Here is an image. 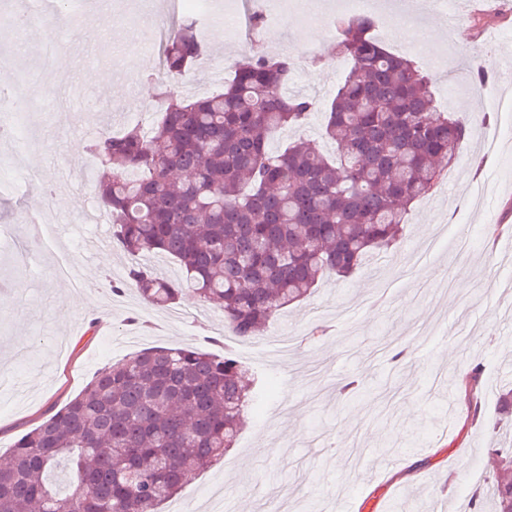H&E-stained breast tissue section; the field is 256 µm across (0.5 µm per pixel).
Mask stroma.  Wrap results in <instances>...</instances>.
Segmentation results:
<instances>
[{
  "instance_id": "1",
  "label": "stroma",
  "mask_w": 512,
  "mask_h": 512,
  "mask_svg": "<svg viewBox=\"0 0 512 512\" xmlns=\"http://www.w3.org/2000/svg\"><path fill=\"white\" fill-rule=\"evenodd\" d=\"M70 21L49 20L16 39L12 68L54 89L67 81L77 100L45 105L18 139H0V175L38 174L23 190L0 194V461L25 433L76 397L106 364L150 347L202 346L223 355L221 308L184 290L173 308L146 302L136 289L112 294L132 259L112 242L111 224H86L97 205L89 182L98 161L89 145L101 128L87 98L106 96L112 128L149 127L158 92L184 96L224 82L210 67L163 79L162 49L175 22L192 13L193 0H161L148 39L149 53L125 35L143 26L146 0H85ZM327 22L308 28L289 21L279 32L254 29L247 0H212L210 59L246 60L307 52L293 87L316 98L317 108L297 129H283L272 150L302 139L327 155L335 144L324 134V113L348 70L334 53L331 19L343 0H318ZM236 3L238 42L228 41L224 9ZM373 18L388 17L382 38L432 81L437 105L452 103L470 128L466 148L444 171L436 189L412 204L397 242L378 261L347 277L319 282L313 292L272 319L257 336L249 372L262 398L249 409L233 448L223 459L184 480L172 503L184 512H220L224 501L239 512H427L432 495L445 512H460L476 472H492L503 444L492 427L498 398L512 386V135L488 148V128H512V81L497 66L512 52V0H460L447 11L431 0H375ZM432 43L419 42L424 27ZM56 39L60 49L44 64L37 46ZM486 63L490 78L477 83L471 62ZM98 72L117 76L122 93H104ZM84 150L72 158L71 143ZM54 228L37 275L17 259L36 245V219ZM440 249L418 269L408 258L436 232ZM68 255L82 274L81 287L53 268ZM401 359H394V352ZM482 379L467 395L461 379L473 367ZM359 377L357 396L336 394L339 379ZM476 399L473 418L468 399Z\"/></svg>"
}]
</instances>
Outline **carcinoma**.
Listing matches in <instances>:
<instances>
[{
    "mask_svg": "<svg viewBox=\"0 0 512 512\" xmlns=\"http://www.w3.org/2000/svg\"><path fill=\"white\" fill-rule=\"evenodd\" d=\"M335 27V53L350 69L326 113L334 158L302 141L270 150V135L301 126L316 101L287 94L294 58L263 53L234 66L222 90L162 93L150 129L107 128L92 142L109 168L98 199L113 242L183 271L169 281L132 265L113 292L134 286L166 307L192 289L250 340L320 281L393 245L411 205L463 150L467 126L435 104L410 59L372 36L370 17H339ZM203 55L194 18H183L164 69L183 76ZM256 399L230 350L155 347L111 363L17 441L12 466L0 469V512H159L187 473L234 446ZM62 463L75 475L65 492L51 480ZM486 487L494 512H512L506 472L475 487L462 512H483Z\"/></svg>",
    "mask_w": 512,
    "mask_h": 512,
    "instance_id": "cac0c4a2",
    "label": "carcinoma"
}]
</instances>
